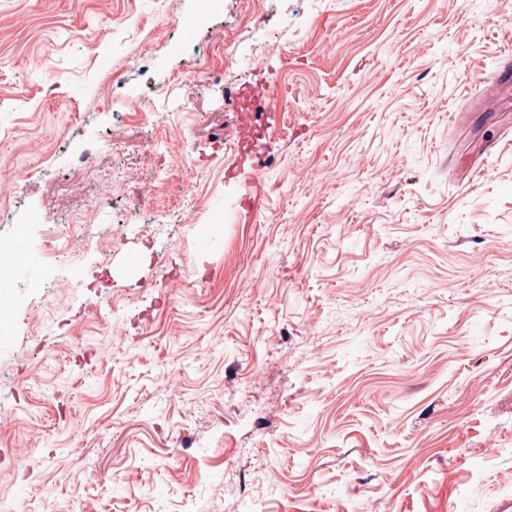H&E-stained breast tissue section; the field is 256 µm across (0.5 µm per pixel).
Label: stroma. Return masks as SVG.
<instances>
[{
  "label": "stroma",
  "instance_id": "obj_1",
  "mask_svg": "<svg viewBox=\"0 0 512 512\" xmlns=\"http://www.w3.org/2000/svg\"><path fill=\"white\" fill-rule=\"evenodd\" d=\"M244 10L0 0V502L495 512L512 0Z\"/></svg>",
  "mask_w": 512,
  "mask_h": 512
}]
</instances>
